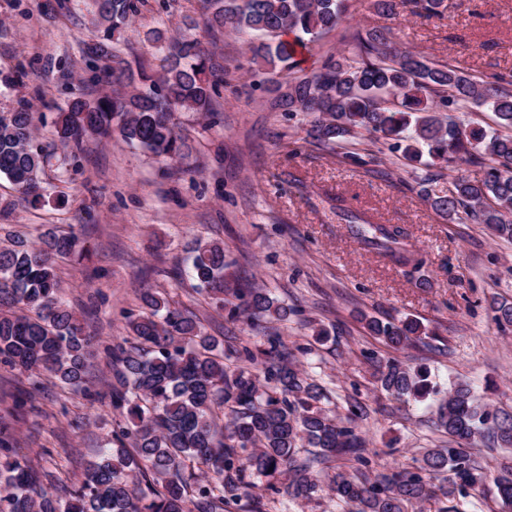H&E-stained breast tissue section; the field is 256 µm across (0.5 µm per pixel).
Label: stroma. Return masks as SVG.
<instances>
[{
  "label": "stroma",
  "instance_id": "obj_1",
  "mask_svg": "<svg viewBox=\"0 0 512 512\" xmlns=\"http://www.w3.org/2000/svg\"><path fill=\"white\" fill-rule=\"evenodd\" d=\"M442 17L378 14L372 0H349L350 18L312 42L306 57L321 62L348 53L356 32L387 28L430 60L478 76L512 73V0H445ZM202 0H145L123 33L120 51L159 68L163 53L150 29L199 37L224 59L213 116H179L187 143L181 162L153 155L119 136H93L77 164L56 156L55 121L73 96L111 93L87 47L101 39L92 0L63 10L57 0H0V113L20 104L35 113V135L54 157L41 176L44 206H32L0 176V237L37 240L50 228L74 231L91 247L90 260L61 262V294L87 335L101 347L82 388L44 382L0 365L4 394L28 391V413L17 426L19 452L56 487L80 483L99 449L108 447L116 414L108 396L112 364L103 345L126 333L124 313L143 292L165 293L196 314L209 334L230 346L259 345L268 333L219 310L197 293L194 249L219 242L236 275L271 291L291 314L277 334L293 361L322 385L326 409L355 422L366 440L372 471L415 467L423 449L444 447L434 406L392 400L373 377L372 355L386 348L360 320L413 317L430 334L425 345L396 351L398 360L427 371L439 390L459 379L492 408L512 412V326L490 308L512 301V242L486 225L448 223L429 204L447 195L448 169L406 173L398 154L358 166L309 142V117L272 109L255 87L245 55L248 35L203 30ZM368 212L378 224L407 232L426 258L418 280L367 250L349 233L337 207ZM328 338L315 336V328Z\"/></svg>",
  "mask_w": 512,
  "mask_h": 512
}]
</instances>
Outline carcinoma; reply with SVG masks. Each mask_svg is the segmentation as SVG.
<instances>
[{
  "label": "carcinoma",
  "instance_id": "cac0c4a2",
  "mask_svg": "<svg viewBox=\"0 0 512 512\" xmlns=\"http://www.w3.org/2000/svg\"><path fill=\"white\" fill-rule=\"evenodd\" d=\"M444 0H402L409 13L443 16ZM207 29L249 33L250 61L265 75L271 105L313 116L307 137L347 160L368 165L360 137L400 153L404 164L448 167L455 173L448 195L430 205L451 223L484 224L512 240V74L476 76L451 63H435L393 40L383 30L354 36L351 55L302 67L299 51L344 20V0H203ZM103 38L90 53L106 64L113 81H137L130 93L75 97L57 120V137L71 162L84 138L118 129L130 144L172 161L183 157L176 115L214 111L224 67L198 38L171 39L160 30L148 40L166 50L160 72L117 53L124 28L142 0H94ZM495 113L502 132L456 121L448 112ZM51 153L36 143L34 116L22 106L0 114V176L32 202H40L39 175ZM483 169L472 180L466 167ZM352 233L377 255L411 276L423 260L407 248L394 225L374 224L363 213H343ZM73 232L49 231L36 243L23 236L0 247V365L30 375L46 374L78 388L91 366L92 337L60 295L57 261L89 256ZM224 246L206 243L192 258L196 288L252 327L284 320L288 308L266 288L228 272ZM494 319L512 325V302L495 301ZM128 336L106 348L115 384L111 446L99 450L79 485L61 502L44 488L28 460L15 453L16 423L27 393L13 397L0 415V512H264V490L311 500L327 483L349 512H408L441 493L438 512H462L471 491L492 484L502 508L512 509V468L487 471L471 452L478 440L512 448V415L479 402L468 382L448 388L436 411L437 430L448 447L428 448L414 470L329 473L321 465L344 459L369 464L365 440L321 407L325 389L288 360L278 336L267 346L224 348L189 312L155 294L126 315ZM364 328L397 351L425 334L417 320L364 315ZM375 381L387 395L426 400L427 375L395 358L380 359ZM448 474V485L434 480Z\"/></svg>",
  "mask_w": 512,
  "mask_h": 512
}]
</instances>
